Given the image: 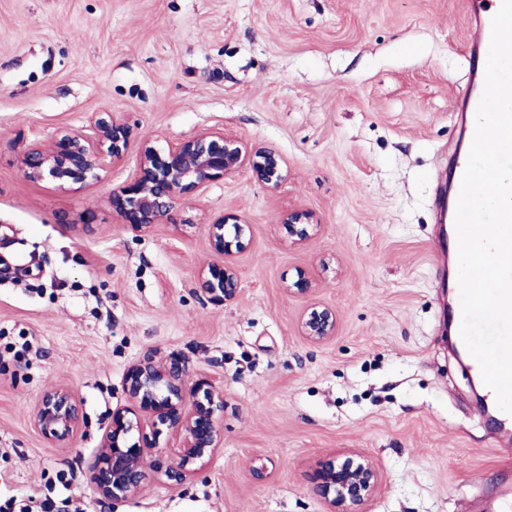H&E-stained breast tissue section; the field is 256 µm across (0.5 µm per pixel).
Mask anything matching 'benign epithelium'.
I'll list each match as a JSON object with an SVG mask.
<instances>
[{"label": "benign epithelium", "mask_w": 512, "mask_h": 512, "mask_svg": "<svg viewBox=\"0 0 512 512\" xmlns=\"http://www.w3.org/2000/svg\"><path fill=\"white\" fill-rule=\"evenodd\" d=\"M94 136L62 130L49 142L23 153L21 172L30 182L51 179L60 186L99 181L108 161L121 159L130 146L129 127L110 112L93 117ZM251 171L270 189L284 180L278 155L249 146L243 139L222 131H202L168 148L164 154L142 147L129 182L112 192L109 203L119 223L137 232L157 224H174L178 200L208 183L238 172ZM289 243L300 245L315 232L313 214L301 208L282 216ZM248 225L235 214H224L209 224L210 245L224 256V265L207 267L202 285L210 299L233 300L239 281L229 259L247 249ZM301 332L313 343H324L336 334V313L314 306L301 320ZM125 390L133 407L112 412V423L89 466V483L102 498L125 501L143 488L150 474L177 486L195 472L194 465L219 448V420L224 398L205 378H190L186 361L172 357L165 362L147 355L129 366ZM192 396L186 405V395ZM83 417L79 400L64 386L42 393L32 413L34 428L49 442L68 444L80 429ZM168 433L180 443L181 453L168 460L157 451L158 438ZM316 489L328 512H366L380 488L375 464L352 449H344L322 462L315 472Z\"/></svg>", "instance_id": "obj_1"}]
</instances>
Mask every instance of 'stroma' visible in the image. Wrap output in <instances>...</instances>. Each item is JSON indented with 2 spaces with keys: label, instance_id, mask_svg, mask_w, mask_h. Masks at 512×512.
I'll list each match as a JSON object with an SVG mask.
<instances>
[{
  "label": "stroma",
  "instance_id": "1",
  "mask_svg": "<svg viewBox=\"0 0 512 512\" xmlns=\"http://www.w3.org/2000/svg\"><path fill=\"white\" fill-rule=\"evenodd\" d=\"M469 0H0V500L76 475L82 512H327L314 470L370 456L382 482L366 512H487L512 488V441L493 426L443 336L440 186L461 134ZM111 112L131 147L98 182L27 181L24 151ZM221 130L274 150L273 190L249 170L141 233L107 203L141 145ZM313 213L288 243L281 216ZM250 226L236 298L201 273L223 258L208 224ZM190 225H183V218ZM310 282L295 292L299 278ZM314 304L336 334L300 331ZM28 340L21 360L5 354ZM179 356L224 398L223 440L183 484L149 477L136 497L93 493L87 463L128 367ZM63 385L84 423L69 444L32 426ZM265 466L263 477L254 469ZM281 221L288 226L289 243L294 246L309 239L318 226L314 222L313 214L301 208L288 210L283 214Z\"/></svg>",
  "mask_w": 512,
  "mask_h": 512
}]
</instances>
